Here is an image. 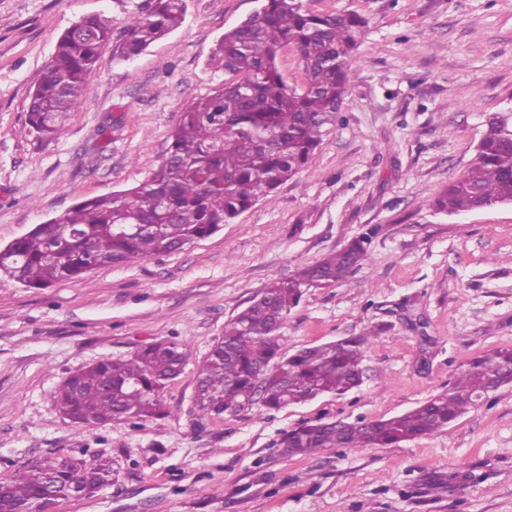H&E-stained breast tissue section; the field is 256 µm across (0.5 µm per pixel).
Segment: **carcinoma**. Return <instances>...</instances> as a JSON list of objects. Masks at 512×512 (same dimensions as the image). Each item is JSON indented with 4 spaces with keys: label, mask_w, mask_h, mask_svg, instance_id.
Instances as JSON below:
<instances>
[{
    "label": "carcinoma",
    "mask_w": 512,
    "mask_h": 512,
    "mask_svg": "<svg viewBox=\"0 0 512 512\" xmlns=\"http://www.w3.org/2000/svg\"><path fill=\"white\" fill-rule=\"evenodd\" d=\"M186 0H147L119 34L98 14L79 18L58 39L29 95L28 124L50 141L78 111L107 48L127 61L181 27ZM366 20L351 12L313 13L303 0H262L261 11L226 30L212 49V64L235 75L186 102L158 169L142 183L87 198L35 225L0 253V277L28 288L76 280L101 267L173 253L232 223L282 183L300 173L322 136L336 126L347 96L354 51ZM298 57L301 88L288 86L278 68L282 48ZM512 203V128L504 115L489 119L468 173L451 181L432 207L448 214ZM376 228L341 250L305 266L255 295L224 324V333L194 372L200 416L236 415L256 404L268 411L345 394L364 378L365 336L282 352L280 331L306 290L344 282L367 256ZM182 344L164 340L127 358L81 368L56 391L63 418L93 430L114 420L146 421L166 414L163 392L188 364ZM512 385V350L475 358L447 390L415 409L364 422L308 421L283 433L290 455L357 444L395 446L443 430L480 403L484 384ZM112 460L102 455L31 463L0 483V509L24 512L52 493L78 496L85 485L112 484Z\"/></svg>",
    "instance_id": "carcinoma-1"
}]
</instances>
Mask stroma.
<instances>
[{
  "label": "stroma",
  "mask_w": 512,
  "mask_h": 512,
  "mask_svg": "<svg viewBox=\"0 0 512 512\" xmlns=\"http://www.w3.org/2000/svg\"><path fill=\"white\" fill-rule=\"evenodd\" d=\"M144 0H0V247L74 203L157 169L183 104L222 85L209 62L257 0H186L181 28L140 55L104 52L83 107L38 141L28 95L59 36L101 14L121 30ZM354 11L345 120L302 172L182 250L45 289L0 279V482L44 459L111 458L115 479L54 512H512V385L447 429L396 447L291 456L284 431L374 421L512 349V204L460 214L432 202L476 158L489 115L512 114V0H304ZM378 226L349 279L312 288L281 331L287 352L367 335L363 384L277 411L199 418L196 363L261 290ZM171 339L192 353L166 416L85 432L56 407L76 370Z\"/></svg>",
  "instance_id": "stroma-1"
}]
</instances>
